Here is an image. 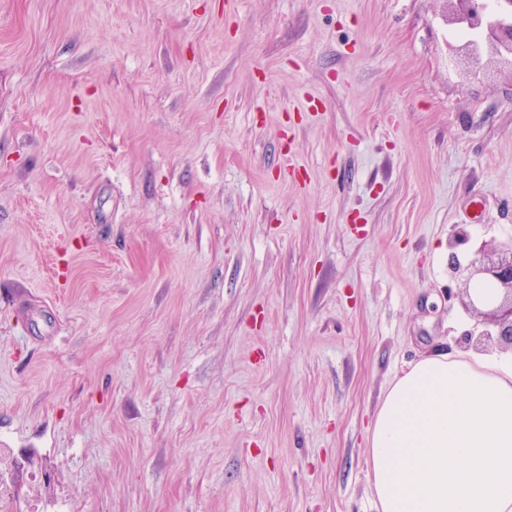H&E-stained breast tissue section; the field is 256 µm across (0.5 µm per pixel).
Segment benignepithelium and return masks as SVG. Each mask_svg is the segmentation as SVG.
<instances>
[{"mask_svg":"<svg viewBox=\"0 0 512 512\" xmlns=\"http://www.w3.org/2000/svg\"><path fill=\"white\" fill-rule=\"evenodd\" d=\"M449 29L478 32L473 42L448 41L451 66L475 77L487 71L512 74V0H443ZM471 241L465 227L457 229L448 247V275L460 282L463 309L476 318L482 329H468L460 342L477 351H512V242L483 241L461 261L456 248ZM478 281L501 290L499 301L489 302L470 293Z\"/></svg>","mask_w":512,"mask_h":512,"instance_id":"1","label":"benign epithelium"}]
</instances>
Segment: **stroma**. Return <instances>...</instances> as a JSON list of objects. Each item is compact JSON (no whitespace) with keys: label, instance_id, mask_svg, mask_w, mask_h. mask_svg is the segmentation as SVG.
<instances>
[{"label":"stroma","instance_id":"1","mask_svg":"<svg viewBox=\"0 0 512 512\" xmlns=\"http://www.w3.org/2000/svg\"><path fill=\"white\" fill-rule=\"evenodd\" d=\"M0 0V456L17 512H376L391 382L512 239V73L442 0Z\"/></svg>","mask_w":512,"mask_h":512}]
</instances>
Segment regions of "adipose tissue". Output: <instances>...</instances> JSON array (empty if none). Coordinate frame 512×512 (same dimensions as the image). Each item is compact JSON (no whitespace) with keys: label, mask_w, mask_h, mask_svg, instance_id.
Segmentation results:
<instances>
[{"label":"adipose tissue","mask_w":512,"mask_h":512,"mask_svg":"<svg viewBox=\"0 0 512 512\" xmlns=\"http://www.w3.org/2000/svg\"><path fill=\"white\" fill-rule=\"evenodd\" d=\"M368 445L378 512H512V356L411 364L378 403Z\"/></svg>","instance_id":"1"}]
</instances>
